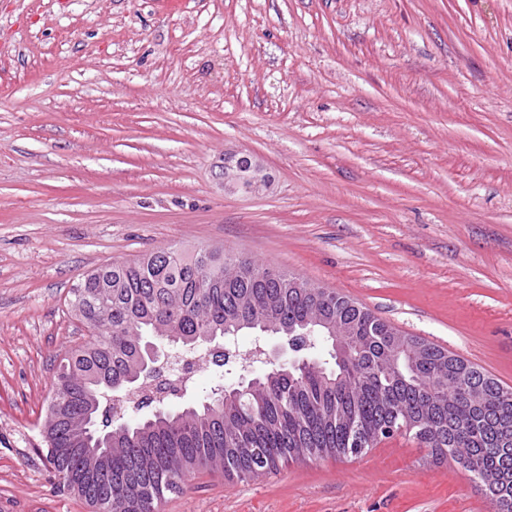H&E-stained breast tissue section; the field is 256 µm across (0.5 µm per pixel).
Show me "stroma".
Segmentation results:
<instances>
[{"instance_id":"35a3bbf8","label":"stroma","mask_w":512,"mask_h":512,"mask_svg":"<svg viewBox=\"0 0 512 512\" xmlns=\"http://www.w3.org/2000/svg\"><path fill=\"white\" fill-rule=\"evenodd\" d=\"M271 176L228 194V152ZM221 247L335 289L512 387V0H0V512L49 480L56 365L97 267ZM207 362L185 402L250 375ZM161 512H496L397 433Z\"/></svg>"}]
</instances>
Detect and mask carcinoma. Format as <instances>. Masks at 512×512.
Segmentation results:
<instances>
[{"label":"carcinoma","instance_id":"cac0c4a2","mask_svg":"<svg viewBox=\"0 0 512 512\" xmlns=\"http://www.w3.org/2000/svg\"><path fill=\"white\" fill-rule=\"evenodd\" d=\"M298 276L222 249L176 245L87 274L69 304L93 331L64 357L55 374L59 403L47 418L46 459L56 487L77 492L94 512H157L159 503L203 471L224 479L257 480L296 461L356 456L404 420L436 463L459 466L484 459L493 477L473 475L512 512V388L447 349L412 336L424 350L397 353L393 328L334 290L309 295L293 287ZM326 317L358 329L343 377L318 368L323 336L290 332L298 321ZM278 336L298 349L299 366L273 365L243 385H220L201 402L172 409L149 398L116 421H86L94 398L112 386L121 392L143 365L147 343L166 342L192 356L208 350L225 328ZM112 432L111 468L86 471L80 436L94 441Z\"/></svg>","mask_w":512,"mask_h":512}]
</instances>
